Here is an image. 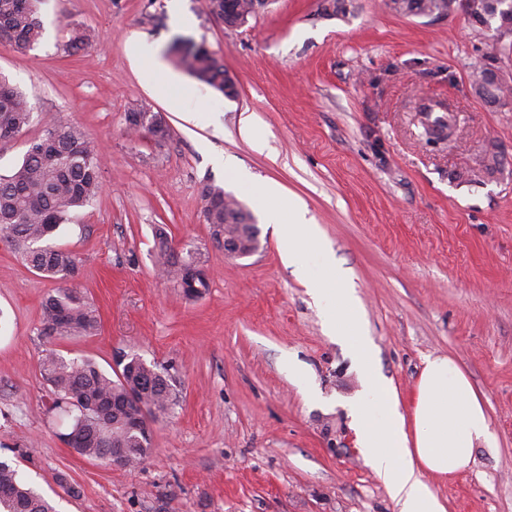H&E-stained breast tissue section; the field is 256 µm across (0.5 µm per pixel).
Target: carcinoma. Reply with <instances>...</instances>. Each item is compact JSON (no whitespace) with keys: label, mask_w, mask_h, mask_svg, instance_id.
<instances>
[{"label":"carcinoma","mask_w":512,"mask_h":512,"mask_svg":"<svg viewBox=\"0 0 512 512\" xmlns=\"http://www.w3.org/2000/svg\"><path fill=\"white\" fill-rule=\"evenodd\" d=\"M38 0H0V42L29 48L42 34ZM454 0H388V8L402 16L417 17L448 11ZM512 0H479L472 25L497 31L509 21ZM95 42L92 31H73L70 50ZM181 65L198 81L219 92L231 79L214 54L203 44L178 39L172 46ZM144 106L130 110L126 127L136 134H152L164 143V118L154 121ZM35 120L33 104L17 88L0 77V145ZM102 160L82 126L45 123L43 135L8 175H0V236L20 253L26 264L53 279L58 287L42 303L40 334L48 339L94 336L99 330L95 310L75 287L82 261L66 249L50 243L58 227L100 194ZM204 222L211 225L217 245H224L226 214L240 224L253 219L238 201L224 197V188L206 184L201 191ZM158 266L196 297L208 288V277L194 260L178 254L163 225L155 229ZM109 375L88 358L67 359L48 349L39 363L41 376L54 395L52 410L69 432L64 443L91 460H106L112 447L122 448L126 465L133 467L153 451L147 418L168 415L177 405L169 369L147 363L136 353L122 354ZM140 388L142 406L123 405L128 391ZM0 512H56L53 504L28 486L18 469L0 461Z\"/></svg>","instance_id":"cac0c4a2"}]
</instances>
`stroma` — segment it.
<instances>
[{"label": "stroma", "instance_id": "1", "mask_svg": "<svg viewBox=\"0 0 512 512\" xmlns=\"http://www.w3.org/2000/svg\"><path fill=\"white\" fill-rule=\"evenodd\" d=\"M272 0L240 28L207 0H40V41L0 43V75L40 115L0 147V174L43 124L81 125L104 158L97 199L53 236L82 259L78 288L98 335L46 341L54 280L0 239V459L57 512H398L357 442L349 406L363 389L319 253L281 258L263 184L301 201L346 272L380 372L411 408L426 358L446 356L483 404L492 441L447 480L427 473L446 512H512V96L478 97L472 72L491 31L462 14L404 17L384 0ZM75 28L97 43L66 48ZM140 43V59L126 50ZM205 44L237 88L195 79L170 47ZM440 99L450 131L421 111ZM168 138L126 133L139 106ZM266 131L258 152L242 114ZM224 188L253 213L261 247L230 259L211 238L201 190ZM209 274L185 296L154 263V229ZM53 348L108 371L123 353L172 367L179 401L151 423L133 470L78 456L59 438L39 358Z\"/></svg>", "mask_w": 512, "mask_h": 512}]
</instances>
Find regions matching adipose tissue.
<instances>
[{
  "label": "adipose tissue",
  "instance_id": "adipose-tissue-1",
  "mask_svg": "<svg viewBox=\"0 0 512 512\" xmlns=\"http://www.w3.org/2000/svg\"><path fill=\"white\" fill-rule=\"evenodd\" d=\"M271 223L285 224L281 253L294 265L302 248L325 253L333 275L341 270L305 206L285 199L279 186L267 184ZM340 320L357 366L367 384V400L351 412L358 443L381 477L399 512H446L440 498L422 479L424 472L451 477L467 470L479 443L489 442V424L471 383L446 357L427 358L416 384L410 413H403L396 390L375 368L374 351L362 334L351 289L337 288Z\"/></svg>",
  "mask_w": 512,
  "mask_h": 512
}]
</instances>
